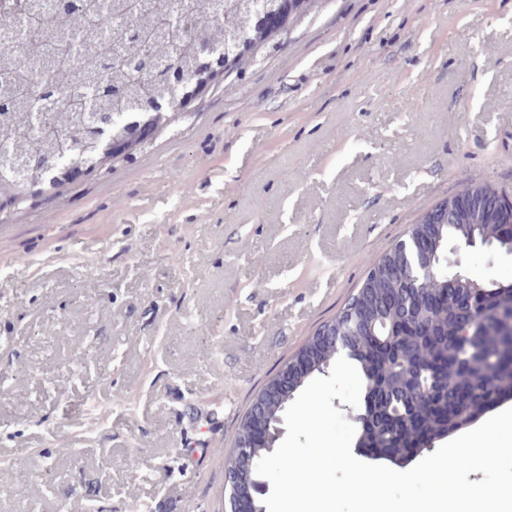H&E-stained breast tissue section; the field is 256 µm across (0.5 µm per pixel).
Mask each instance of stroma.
Returning <instances> with one entry per match:
<instances>
[{
    "label": "stroma",
    "instance_id": "1",
    "mask_svg": "<svg viewBox=\"0 0 512 512\" xmlns=\"http://www.w3.org/2000/svg\"><path fill=\"white\" fill-rule=\"evenodd\" d=\"M187 110L0 215V512H224L241 417L370 259L448 196H512V0H317Z\"/></svg>",
    "mask_w": 512,
    "mask_h": 512
}]
</instances>
